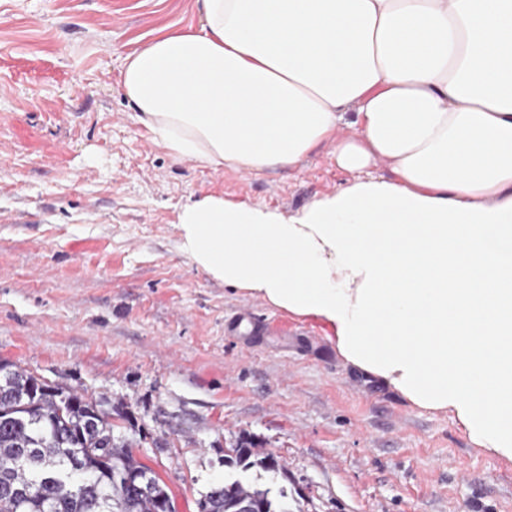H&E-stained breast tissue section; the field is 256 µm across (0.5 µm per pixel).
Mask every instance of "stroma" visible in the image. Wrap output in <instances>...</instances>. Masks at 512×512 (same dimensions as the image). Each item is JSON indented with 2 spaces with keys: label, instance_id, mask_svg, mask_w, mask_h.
<instances>
[{
  "label": "stroma",
  "instance_id": "stroma-1",
  "mask_svg": "<svg viewBox=\"0 0 512 512\" xmlns=\"http://www.w3.org/2000/svg\"><path fill=\"white\" fill-rule=\"evenodd\" d=\"M200 24V0H0V361L124 403L176 512L232 475L224 456L245 434L286 468L247 479L303 512H512V463L345 366L319 322L180 253L178 214L201 197L293 213L354 178L329 143L255 174L153 140L124 60ZM243 307L261 335H225Z\"/></svg>",
  "mask_w": 512,
  "mask_h": 512
}]
</instances>
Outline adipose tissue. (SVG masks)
I'll return each instance as SVG.
<instances>
[{
    "label": "adipose tissue",
    "instance_id": "obj_1",
    "mask_svg": "<svg viewBox=\"0 0 512 512\" xmlns=\"http://www.w3.org/2000/svg\"><path fill=\"white\" fill-rule=\"evenodd\" d=\"M201 12L126 57L136 121L173 157L248 173L331 141L355 178L292 214L203 197L178 215L181 253L326 326L346 366L512 463V0Z\"/></svg>",
    "mask_w": 512,
    "mask_h": 512
}]
</instances>
